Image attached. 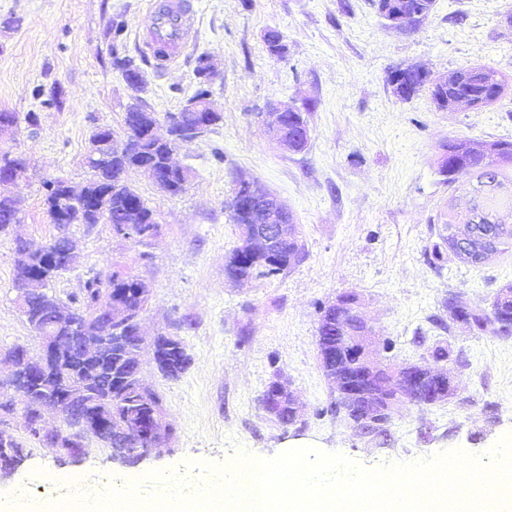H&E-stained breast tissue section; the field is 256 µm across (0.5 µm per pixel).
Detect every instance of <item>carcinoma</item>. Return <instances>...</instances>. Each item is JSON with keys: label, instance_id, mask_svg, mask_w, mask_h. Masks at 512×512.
<instances>
[{"label": "carcinoma", "instance_id": "1", "mask_svg": "<svg viewBox=\"0 0 512 512\" xmlns=\"http://www.w3.org/2000/svg\"><path fill=\"white\" fill-rule=\"evenodd\" d=\"M435 0H397L399 11L412 15L422 14L427 19L434 8ZM395 71L404 74L402 83L411 86L412 93L402 89L395 93L403 100L412 98L426 89L425 82L419 77L413 66H398ZM505 85V80L497 70L483 66H465L448 74L447 82L440 88H431L432 101L440 109L467 110L478 109L501 100L497 87ZM311 111V104H303V110L288 114V127L298 136L297 150H303L308 143V123L305 113ZM483 150H476L477 146ZM476 144L466 138H453L444 145L448 152V172L444 181L453 183L462 175H477L479 195L468 214L457 217L449 216L444 227L450 233L440 235V242L433 247L436 258L442 257L441 247L453 248L454 235L470 234L483 228L491 230L495 236L496 251L504 253L512 248V224L499 216L502 202L511 200L503 195V183L499 180L502 164H512V141L492 140ZM180 147L177 141L157 143L141 139L140 149L131 155H117L105 151L95 158L86 159V166L93 172L88 183L96 186L101 194V215L91 220L93 224H120L130 219L135 223L129 225L131 240L141 243L146 240L151 226L157 224L154 210L140 193L128 182L132 171L150 167L160 173L170 184V192L177 196L184 191L185 181L182 173L172 169L168 160L174 150ZM46 215L49 223L58 228L63 225L62 215L67 214L82 204L80 198H66L61 190L44 187ZM13 202L0 199V233L7 232L10 225L17 223ZM14 288L27 287V276L38 266L39 258L16 243ZM301 247L296 237L283 240L272 260L262 264L239 258L237 250H232L226 261V269L234 273L249 272L252 278H274L296 262ZM76 262L71 257L59 263L55 270L48 273L42 285L29 295V307L26 322L37 334L56 336L66 349L65 355L57 361L51 370L48 384L56 385L64 379L77 380L81 377L83 361L78 342L69 335L90 336L102 345L100 359L102 371L97 376L95 391L101 396H110L116 404L109 409L110 420L99 431L93 430L94 436L104 447L117 452L130 463H136L150 448L153 441L151 419L154 406L160 404L158 395L148 386L140 383L139 362L132 360L130 354L134 347V328L131 325L106 328L107 322L100 318V313L107 308L124 305L130 309L141 306L138 296L139 280L117 271L103 278L94 275L84 284L82 294L64 303L57 294L48 289L50 282ZM471 333L477 336H500V326L512 321V283L501 286L494 294L490 307L479 315L472 316ZM318 344L326 349L336 348V312L324 307L321 311L318 328ZM166 353L177 363L172 370L162 367L158 371L163 377L176 380L188 369L191 356L183 341L177 337H168L162 341ZM26 437L14 439L10 444L0 446V475L8 476L11 471L20 468L30 453L27 442L41 443L44 433L31 426L25 427Z\"/></svg>", "mask_w": 512, "mask_h": 512}]
</instances>
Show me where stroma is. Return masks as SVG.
Returning <instances> with one entry per match:
<instances>
[{"label":"stroma","mask_w":512,"mask_h":512,"mask_svg":"<svg viewBox=\"0 0 512 512\" xmlns=\"http://www.w3.org/2000/svg\"><path fill=\"white\" fill-rule=\"evenodd\" d=\"M196 3L194 46L176 67L145 64L141 95L158 115L177 111L198 88V57H212L219 77L211 94L222 119L175 152V162L190 171L185 191L168 196L144 174L131 173L130 183L156 213V237L139 244L113 237L104 224L71 225L77 263L50 284L63 298L96 274L119 271L149 284L144 333L180 338L193 358L185 374L168 380L151 347L139 353L141 376L160 397L171 440L133 465L92 437L85 455L67 464L53 448L37 445L11 484H25L29 500L47 507L56 481L85 474L109 480L135 470L146 495L157 490L151 472L188 461L221 468L242 449L276 456L298 437L368 469L454 448L486 458L512 427V339L456 325L445 331L434 321L447 318L451 297L489 308L495 290L512 282V252L474 266L448 251L434 258L432 248L448 210L468 208L474 184L468 175L444 182L437 171L443 145L454 137L512 140V0H435L428 19L406 33L388 27L372 0ZM147 6L148 0H0V111L19 117L0 136V154L28 162L10 188L21 222L0 234V350L41 352L15 304L14 240L39 247L53 238L44 182L82 186L93 130H121L131 94L112 67L106 30L112 18L125 20L128 52L140 57L137 29ZM269 28L282 33L283 56L267 53ZM408 63L436 79L488 65L504 75L507 94L500 103L457 112L439 109L426 91L402 100L388 76ZM39 88L55 90L59 104L42 103ZM306 99L315 104L308 144L283 150L266 131L268 106ZM239 179L262 184L294 216L302 253L275 279L241 285L225 274L239 230L224 202ZM349 292L359 294L374 336L392 341L387 361L426 367L432 346L451 347L456 361L447 370L456 397L403 409L384 436L360 434L329 413L337 392L319 360L320 309ZM277 376L302 403L287 426L261 404Z\"/></svg>","instance_id":"35a3bbf8"}]
</instances>
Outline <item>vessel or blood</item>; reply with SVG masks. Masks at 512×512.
I'll return each instance as SVG.
<instances>
[{"mask_svg": "<svg viewBox=\"0 0 512 512\" xmlns=\"http://www.w3.org/2000/svg\"><path fill=\"white\" fill-rule=\"evenodd\" d=\"M196 20L191 0H150L138 30L144 54L165 66L177 64L196 39Z\"/></svg>", "mask_w": 512, "mask_h": 512, "instance_id": "1", "label": "vessel or blood"}]
</instances>
